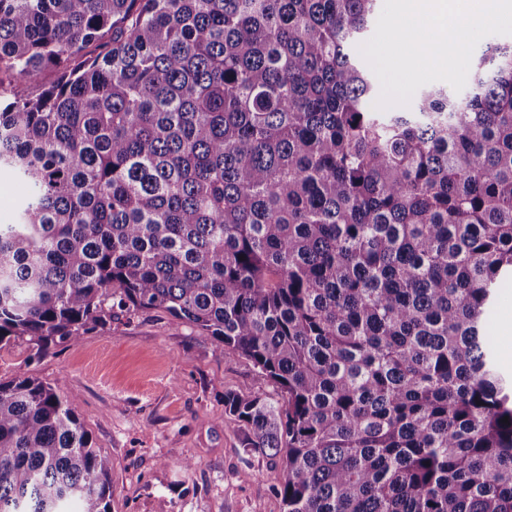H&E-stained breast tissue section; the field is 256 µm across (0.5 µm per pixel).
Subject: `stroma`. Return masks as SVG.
<instances>
[{
  "instance_id": "35a3bbf8",
  "label": "stroma",
  "mask_w": 512,
  "mask_h": 512,
  "mask_svg": "<svg viewBox=\"0 0 512 512\" xmlns=\"http://www.w3.org/2000/svg\"><path fill=\"white\" fill-rule=\"evenodd\" d=\"M20 371L66 381L76 413L112 459L111 512H282L279 465L243 454V425L223 402L228 390H279L187 322L162 310L123 314L45 353L19 338L0 347V381ZM186 459L192 472L180 467Z\"/></svg>"
}]
</instances>
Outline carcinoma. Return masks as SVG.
<instances>
[{"label":"carcinoma","mask_w":512,"mask_h":512,"mask_svg":"<svg viewBox=\"0 0 512 512\" xmlns=\"http://www.w3.org/2000/svg\"><path fill=\"white\" fill-rule=\"evenodd\" d=\"M378 0H0V344L164 310L282 399L224 392L283 512H512V42L464 99L372 107ZM53 81L39 84L45 70ZM40 91H32L34 85ZM66 384L0 382V512H111ZM508 422H503V419ZM25 194L23 186L10 178L0 177V224H12L16 207ZM506 315H512V283L498 292V298L494 313L492 315V336L496 350V354L501 366L512 372V358H505L504 351L506 348H512V334L506 339L505 328L503 322Z\"/></svg>","instance_id":"obj_1"}]
</instances>
